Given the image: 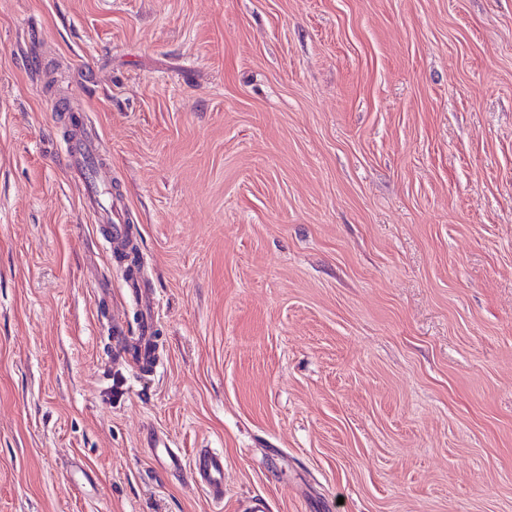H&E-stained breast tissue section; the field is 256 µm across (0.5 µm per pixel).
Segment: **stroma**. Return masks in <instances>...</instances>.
<instances>
[{
    "label": "stroma",
    "mask_w": 512,
    "mask_h": 512,
    "mask_svg": "<svg viewBox=\"0 0 512 512\" xmlns=\"http://www.w3.org/2000/svg\"><path fill=\"white\" fill-rule=\"evenodd\" d=\"M86 115L155 295L61 158ZM224 456V502L147 445ZM512 512V0H0V512ZM129 294L130 296L145 307L143 314L144 320L140 326L138 338L129 342L126 338V331L121 323L114 320L112 323V349L115 356L121 358L128 365L133 367L135 371L142 375H150L153 373L157 364L151 362V349L154 346L152 335L153 318L149 310V290L142 288L139 278L131 279Z\"/></svg>",
    "instance_id": "obj_1"
}]
</instances>
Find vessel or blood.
Masks as SVG:
<instances>
[{"label":"vessel or blood","instance_id":"1","mask_svg":"<svg viewBox=\"0 0 512 512\" xmlns=\"http://www.w3.org/2000/svg\"><path fill=\"white\" fill-rule=\"evenodd\" d=\"M66 165L81 186L80 201L83 209L91 214L100 230L111 243L123 244L131 236V227L124 217V199L117 190L107 188L101 173L109 168L111 161L101 152L99 143L91 137H82L79 144L67 149ZM112 348L121 358L140 374L154 372L151 349L154 345L152 326L143 322L135 341H128L121 323L112 325ZM189 468L191 483L202 489L215 502L224 499V458L208 449L197 451Z\"/></svg>","mask_w":512,"mask_h":512}]
</instances>
